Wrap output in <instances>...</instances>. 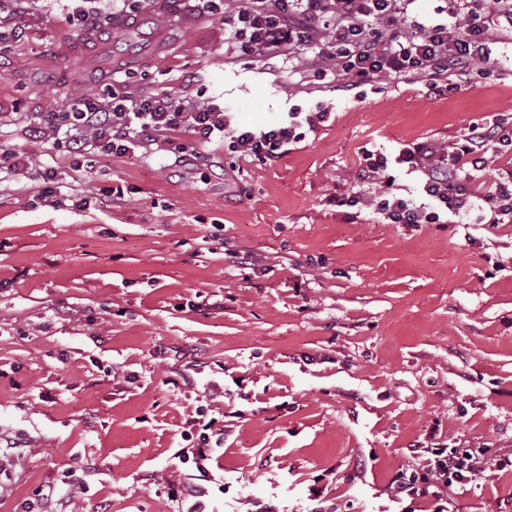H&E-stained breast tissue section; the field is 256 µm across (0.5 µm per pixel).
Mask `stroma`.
<instances>
[{
  "label": "stroma",
  "instance_id": "1",
  "mask_svg": "<svg viewBox=\"0 0 512 512\" xmlns=\"http://www.w3.org/2000/svg\"><path fill=\"white\" fill-rule=\"evenodd\" d=\"M0 6L25 32L0 52V149L92 199L53 208L0 169V512H181L169 488L195 468L176 453L201 415L224 420L209 512H310L315 488L326 512H385L429 432L512 448V223L351 222L328 203L364 149L511 119L501 48L445 97L417 77L339 91L228 60L222 21L192 0H141L133 24L119 0H91L143 41L109 52L67 23L71 0ZM123 85L211 98L237 122L330 118L277 164L236 170L216 141L193 165L161 151L78 170L30 137L35 113ZM456 506L512 512V473Z\"/></svg>",
  "mask_w": 512,
  "mask_h": 512
}]
</instances>
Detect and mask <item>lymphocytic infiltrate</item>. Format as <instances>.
Masks as SVG:
<instances>
[{"mask_svg": "<svg viewBox=\"0 0 512 512\" xmlns=\"http://www.w3.org/2000/svg\"><path fill=\"white\" fill-rule=\"evenodd\" d=\"M199 2L223 21L230 57L299 68L339 88L420 76L428 93L446 96L479 84L484 72L477 64L490 61L493 46L512 48V0H448L446 18L439 22L419 21L415 0H247L232 13L225 0ZM327 118L324 111L290 112L274 125L244 126L210 100L170 90L115 91L73 97L63 111L37 113L30 131L76 161L89 155L134 157L151 148L190 158L196 144L218 141L238 160L273 164ZM499 145H512V125L474 122L448 146L426 140L391 154L363 150L355 191L335 203L352 219L370 208L391 224H444L449 215L470 212L475 223L494 229L512 218V163L499 168L481 204L470 203L469 185ZM0 168L24 174L38 186L39 199L51 205L80 209L90 203L85 196L70 201L60 196L55 171L35 164L24 151H1ZM400 172L417 176L421 200L400 193ZM199 428L196 446L180 449L177 457L192 462L205 478L224 446V431L212 419ZM491 468L512 470V451L434 440L415 449L411 464L389 482L387 496L401 512H455L457 496L479 488Z\"/></svg>", "mask_w": 512, "mask_h": 512, "instance_id": "f902f5d3", "label": "lymphocytic infiltrate"}]
</instances>
